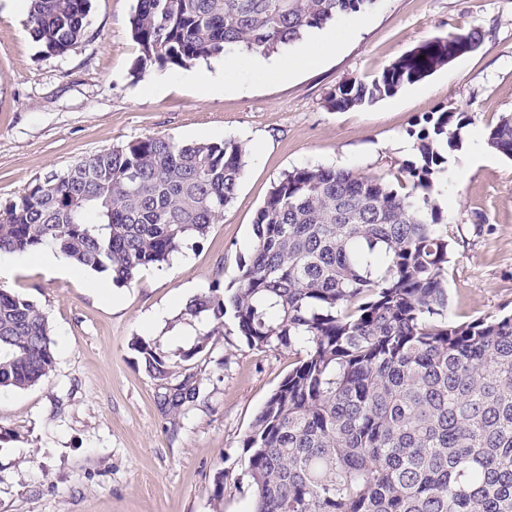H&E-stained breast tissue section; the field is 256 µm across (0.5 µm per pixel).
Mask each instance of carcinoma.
<instances>
[{
  "mask_svg": "<svg viewBox=\"0 0 512 512\" xmlns=\"http://www.w3.org/2000/svg\"><path fill=\"white\" fill-rule=\"evenodd\" d=\"M375 0H136L134 77L187 69L228 52L270 55ZM90 0H28V30L47 56L88 36ZM451 32L401 55L370 81L327 99L337 111L395 94L449 62ZM466 116L438 110L416 133L409 189L353 171L302 167L275 183L255 242L223 297L187 311L213 327L232 310L258 349L303 356L242 441L252 512H512V313L457 321L448 312L447 217L434 195ZM512 157V115L487 132ZM245 148L235 140H132L30 184L0 213V251L50 247L82 269L130 282L189 236H204L232 200ZM145 371L173 374L149 344ZM54 363L45 314L0 289V388L26 389ZM199 394L185 379L161 395L177 411Z\"/></svg>",
  "mask_w": 512,
  "mask_h": 512,
  "instance_id": "carcinoma-1",
  "label": "carcinoma"
}]
</instances>
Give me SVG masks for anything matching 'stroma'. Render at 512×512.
<instances>
[{
	"label": "stroma",
	"instance_id": "35a3bbf8",
	"mask_svg": "<svg viewBox=\"0 0 512 512\" xmlns=\"http://www.w3.org/2000/svg\"><path fill=\"white\" fill-rule=\"evenodd\" d=\"M134 5L91 0L87 38L47 56L26 12L0 0V211L45 173L146 136L237 140L244 173L209 232L131 283L113 284L114 303L93 292L91 270L57 274L33 264L0 279V289L46 314L54 352L39 383L0 390V512H252L242 440L297 357L248 345L228 313L222 333L183 359L203 331L186 307L233 285L253 251L256 213L283 173L352 170L400 188L414 132L431 112L471 118L435 184L453 246L450 308L468 319L512 312V158L485 140L512 115V0H376L360 30L317 65L268 81L264 56L231 74L216 58L198 65L211 88L177 69L133 77ZM458 31L477 32L478 48L371 105L328 107L339 85L372 80L423 41ZM159 309L168 315L152 324ZM137 340L176 375L197 377L199 395L178 415L161 411Z\"/></svg>",
	"mask_w": 512,
	"mask_h": 512
}]
</instances>
